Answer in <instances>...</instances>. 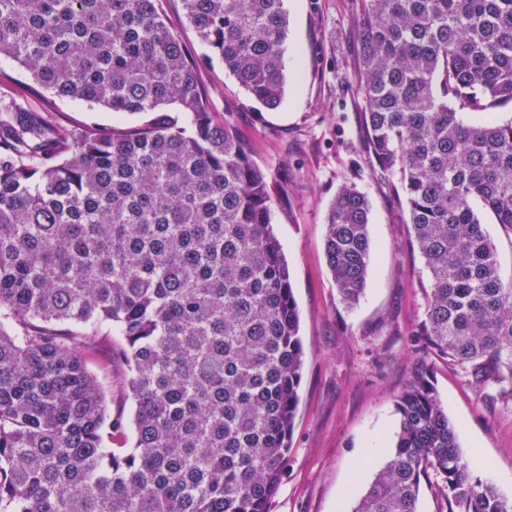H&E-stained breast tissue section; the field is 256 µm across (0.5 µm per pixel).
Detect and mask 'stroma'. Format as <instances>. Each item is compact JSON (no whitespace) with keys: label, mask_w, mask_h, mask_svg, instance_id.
Returning a JSON list of instances; mask_svg holds the SVG:
<instances>
[{"label":"stroma","mask_w":512,"mask_h":512,"mask_svg":"<svg viewBox=\"0 0 512 512\" xmlns=\"http://www.w3.org/2000/svg\"><path fill=\"white\" fill-rule=\"evenodd\" d=\"M289 33L284 104L252 101L222 63L199 79L212 119L228 125L269 173L272 222L288 263L304 348L300 401L269 512H351L384 465L398 428L395 400L426 372L455 422L474 473L512 501V391L477 386L467 369L416 342L429 285L392 185L371 172L357 94L361 0H285ZM15 103L73 128L136 125L141 114L34 92L0 62V107ZM349 183L371 204L372 260L354 308L340 301L323 238L328 205Z\"/></svg>","instance_id":"1"}]
</instances>
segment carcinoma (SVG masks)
Masks as SVG:
<instances>
[{"instance_id":"1","label":"carcinoma","mask_w":512,"mask_h":512,"mask_svg":"<svg viewBox=\"0 0 512 512\" xmlns=\"http://www.w3.org/2000/svg\"><path fill=\"white\" fill-rule=\"evenodd\" d=\"M181 2L250 99L279 108L284 0ZM361 2L372 172L404 198L429 275L417 336L483 385L512 383V282L475 210L512 229V121L461 117L512 104V0ZM1 58L57 98L151 118L0 116V512H268L304 358L268 171L214 123L202 59L157 0H0ZM369 225L367 197L341 185L324 252L347 308ZM104 328L122 339L128 422L88 368ZM395 408L394 446L351 512H418L431 478L448 512H512L424 374Z\"/></svg>"}]
</instances>
